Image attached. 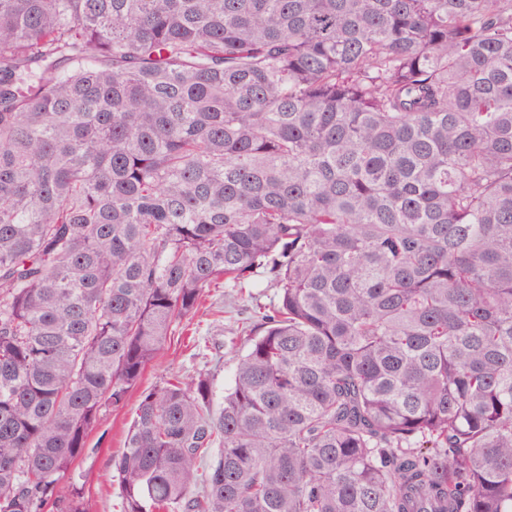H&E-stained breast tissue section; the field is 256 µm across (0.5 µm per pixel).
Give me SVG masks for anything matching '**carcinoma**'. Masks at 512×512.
<instances>
[{
	"label": "carcinoma",
	"instance_id": "1",
	"mask_svg": "<svg viewBox=\"0 0 512 512\" xmlns=\"http://www.w3.org/2000/svg\"><path fill=\"white\" fill-rule=\"evenodd\" d=\"M259 274L122 512H512V0H0V512Z\"/></svg>",
	"mask_w": 512,
	"mask_h": 512
}]
</instances>
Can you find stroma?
Returning a JSON list of instances; mask_svg holds the SVG:
<instances>
[{"label":"stroma","instance_id":"35a3bbf8","mask_svg":"<svg viewBox=\"0 0 512 512\" xmlns=\"http://www.w3.org/2000/svg\"><path fill=\"white\" fill-rule=\"evenodd\" d=\"M276 294V288L263 277L255 279L249 295L236 301L224 289H212L188 329L168 336L137 386L129 391L124 407L103 409L69 474L81 492L86 512H121L122 488L112 459L124 444L142 390L160 384L174 373L187 377L202 373L210 377L215 406H222L236 362L247 349L239 334L237 309L270 303Z\"/></svg>","mask_w":512,"mask_h":512}]
</instances>
